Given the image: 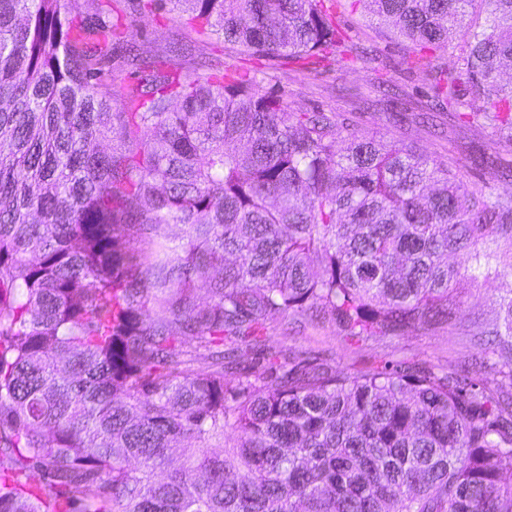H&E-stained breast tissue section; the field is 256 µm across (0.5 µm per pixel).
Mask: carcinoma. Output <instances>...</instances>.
<instances>
[{
	"mask_svg": "<svg viewBox=\"0 0 512 512\" xmlns=\"http://www.w3.org/2000/svg\"><path fill=\"white\" fill-rule=\"evenodd\" d=\"M168 2L250 56L367 61L326 0ZM352 4L415 64L452 46L432 101L512 147V0ZM128 34L74 0H0V512H512V293L484 332L492 386L271 352L224 381L225 343L276 312L352 337L452 325L458 281L512 275V196L160 58L114 112ZM160 225L177 244L128 252Z\"/></svg>",
	"mask_w": 512,
	"mask_h": 512,
	"instance_id": "obj_1",
	"label": "carcinoma"
}]
</instances>
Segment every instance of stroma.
<instances>
[{
    "label": "stroma",
    "instance_id": "stroma-1",
    "mask_svg": "<svg viewBox=\"0 0 512 512\" xmlns=\"http://www.w3.org/2000/svg\"><path fill=\"white\" fill-rule=\"evenodd\" d=\"M334 11L351 41L370 51L369 62L327 64L310 59L284 63L251 57L198 33L180 20L178 12L168 10L134 16L129 45L134 56L166 55L172 66L180 69L257 73L265 89L291 111L336 112L363 134L409 138L432 158L448 161L470 187L489 184L495 193L512 195V149H494L492 129L445 113L436 125L416 123L415 113L428 100V81L422 71L407 65L401 40L353 10L350 0H339ZM490 151L497 154L499 176L495 179L473 164L474 157ZM511 291L510 276L475 285L462 283L463 306L456 326L402 336L350 337L329 320L297 322L275 314L265 323L261 350L277 353L290 365L304 361L357 373L386 363H405L443 374L476 372L492 384L499 378V366L486 360L475 341L479 331L496 317L494 297ZM261 350L240 345V367H261Z\"/></svg>",
    "mask_w": 512,
    "mask_h": 512
}]
</instances>
